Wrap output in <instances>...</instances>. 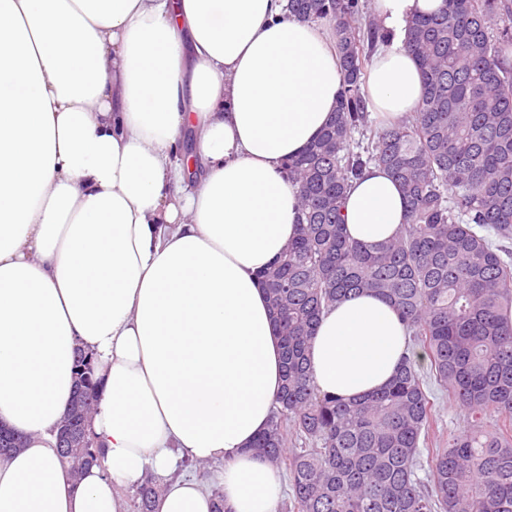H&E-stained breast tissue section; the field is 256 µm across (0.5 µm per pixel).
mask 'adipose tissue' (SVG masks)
<instances>
[{
  "label": "adipose tissue",
  "instance_id": "adipose-tissue-1",
  "mask_svg": "<svg viewBox=\"0 0 512 512\" xmlns=\"http://www.w3.org/2000/svg\"><path fill=\"white\" fill-rule=\"evenodd\" d=\"M286 4L0 0V424L26 438L0 456V512H127L124 490L151 475L156 512H212L186 458L221 464L232 512H278L277 469L253 449L282 386L261 274L298 233L283 164L342 87L335 36ZM441 4L371 0L391 39L365 91L388 121L423 95L408 24ZM343 218L383 242L406 201L372 165ZM409 341L391 304L350 296L321 314L314 383L343 401L382 389ZM78 348L103 461L77 479L57 434Z\"/></svg>",
  "mask_w": 512,
  "mask_h": 512
}]
</instances>
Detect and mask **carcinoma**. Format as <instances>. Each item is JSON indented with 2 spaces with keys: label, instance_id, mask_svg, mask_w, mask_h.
<instances>
[{
  "label": "carcinoma",
  "instance_id": "obj_1",
  "mask_svg": "<svg viewBox=\"0 0 512 512\" xmlns=\"http://www.w3.org/2000/svg\"><path fill=\"white\" fill-rule=\"evenodd\" d=\"M288 15L333 23L343 74L331 121L285 173L300 200L299 233L263 275L282 349L283 385L254 447L288 470V512H512V0H443L409 25L422 73L417 110L377 132L362 92L385 40L364 0H288ZM370 164L399 184L407 219L378 244L349 237L347 190ZM353 291L389 301L410 356L389 385L358 401L321 393L308 359L323 309ZM430 373L417 370V358ZM65 420L88 419L99 396L92 358L76 353ZM464 411L466 427L433 449L429 483L416 476L435 424L428 379ZM80 476L86 449L59 453ZM161 488L136 491L154 512Z\"/></svg>",
  "mask_w": 512,
  "mask_h": 512
}]
</instances>
